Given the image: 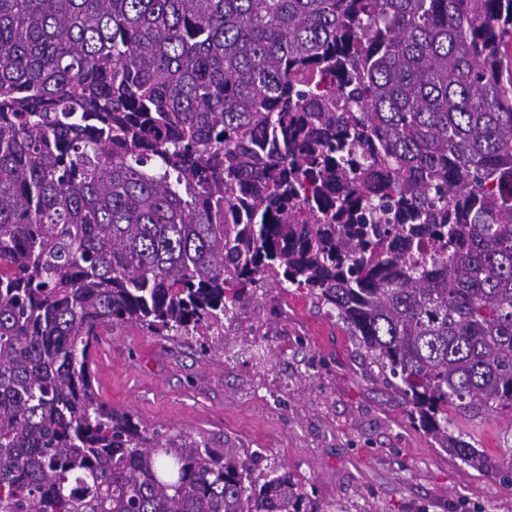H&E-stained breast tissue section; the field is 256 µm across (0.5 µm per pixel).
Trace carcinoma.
Masks as SVG:
<instances>
[{
  "label": "carcinoma",
  "mask_w": 512,
  "mask_h": 512,
  "mask_svg": "<svg viewBox=\"0 0 512 512\" xmlns=\"http://www.w3.org/2000/svg\"><path fill=\"white\" fill-rule=\"evenodd\" d=\"M265 277L438 447L512 415V0H0V512H315L143 427L109 326L205 336Z\"/></svg>",
  "instance_id": "1"
}]
</instances>
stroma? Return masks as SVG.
Here are the masks:
<instances>
[{
    "instance_id": "obj_1",
    "label": "stroma",
    "mask_w": 512,
    "mask_h": 512,
    "mask_svg": "<svg viewBox=\"0 0 512 512\" xmlns=\"http://www.w3.org/2000/svg\"><path fill=\"white\" fill-rule=\"evenodd\" d=\"M94 387L145 426L247 448L305 483L317 512H512L498 479L416 429L336 316L262 280L224 322V348L108 328Z\"/></svg>"
}]
</instances>
